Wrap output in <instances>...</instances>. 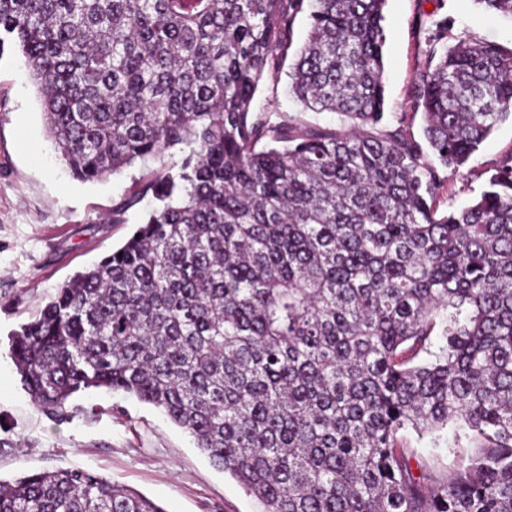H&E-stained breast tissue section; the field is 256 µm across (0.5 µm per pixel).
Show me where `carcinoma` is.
<instances>
[{
	"label": "carcinoma",
	"instance_id": "cac0c4a2",
	"mask_svg": "<svg viewBox=\"0 0 512 512\" xmlns=\"http://www.w3.org/2000/svg\"><path fill=\"white\" fill-rule=\"evenodd\" d=\"M386 2L0 0L73 177L159 165L112 209L158 201L133 234L12 333L37 408L134 396L264 512H512V156L439 210L512 119V48L431 21L428 162L385 119ZM304 12L289 93L337 127L250 111ZM0 512L165 509L74 468L0 479ZM512 152V122L501 123L482 143L479 151L458 173L445 171L448 175L446 203L441 209L455 210L476 200L488 188V180L495 167Z\"/></svg>",
	"mask_w": 512,
	"mask_h": 512
}]
</instances>
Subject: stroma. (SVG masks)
I'll return each mask as SVG.
<instances>
[{
    "mask_svg": "<svg viewBox=\"0 0 512 512\" xmlns=\"http://www.w3.org/2000/svg\"><path fill=\"white\" fill-rule=\"evenodd\" d=\"M512 48V19L485 12L475 0H387L385 112L390 123L409 109L408 89L426 47V13ZM282 72L265 75L252 103L273 120L303 117L339 125L333 112L300 113ZM512 154V122L501 123L460 172L449 174L445 206L455 210L487 189L495 167ZM132 188L129 173L95 182L74 179L46 134L38 91L21 53H0V478L45 469L81 468L134 488L165 512H264L228 474L216 469L193 438L153 406L121 392L73 396L62 419L44 414L24 390L9 346L77 271L121 246L143 209L112 221Z\"/></svg>",
    "mask_w": 512,
    "mask_h": 512,
    "instance_id": "35a3bbf8",
    "label": "stroma"
}]
</instances>
